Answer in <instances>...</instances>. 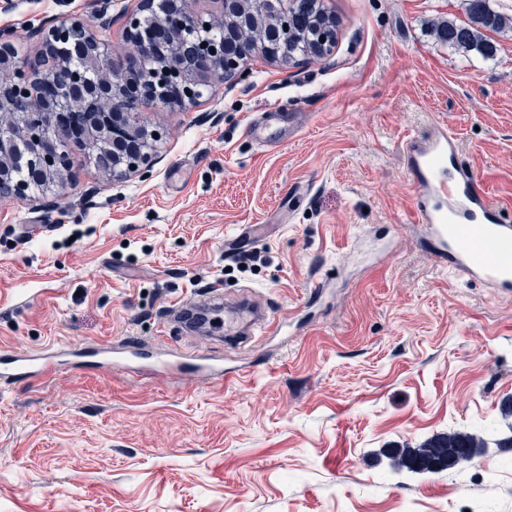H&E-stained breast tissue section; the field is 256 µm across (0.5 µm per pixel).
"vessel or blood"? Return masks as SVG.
Instances as JSON below:
<instances>
[{
	"instance_id": "b4317fda",
	"label": "vessel or blood",
	"mask_w": 512,
	"mask_h": 512,
	"mask_svg": "<svg viewBox=\"0 0 512 512\" xmlns=\"http://www.w3.org/2000/svg\"><path fill=\"white\" fill-rule=\"evenodd\" d=\"M407 170L415 187L414 215L427 227L433 256L469 279L512 295V221L506 220L479 186L476 175L460 158L456 139L437 128L409 138L403 145ZM141 339H128L123 353L111 348L91 350L97 365L109 367L117 357L134 360ZM60 351L16 352L0 356V383L33 380L60 373ZM159 371H180L216 382L224 378L221 359L162 354L152 361Z\"/></svg>"
}]
</instances>
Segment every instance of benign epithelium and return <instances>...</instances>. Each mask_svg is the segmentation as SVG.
Here are the masks:
<instances>
[{
  "instance_id": "1",
  "label": "benign epithelium",
  "mask_w": 512,
  "mask_h": 512,
  "mask_svg": "<svg viewBox=\"0 0 512 512\" xmlns=\"http://www.w3.org/2000/svg\"><path fill=\"white\" fill-rule=\"evenodd\" d=\"M258 0H221L222 12L193 9L184 0H146L144 9L126 15V39L140 50V66H149L153 88L165 96V105L185 108L197 104L200 90L216 80L233 81L247 72L253 47L239 41L206 36V26L227 25L240 33L261 19L272 29L290 23L286 0L272 17L256 12ZM37 59L56 63L69 71L60 87L49 74L33 86V71L22 66L12 42V32L0 29V73L28 94L35 119L16 126L12 138L0 136V187L11 196L26 199L35 190L50 191L61 178L60 168L73 148L96 156L107 146L129 139L139 141L132 152L112 153V175L139 172L150 167L162 137L138 122L143 98L150 90L124 72L108 65L109 47L80 17H56L37 30ZM25 159L40 177L39 187L14 179L19 159Z\"/></svg>"
}]
</instances>
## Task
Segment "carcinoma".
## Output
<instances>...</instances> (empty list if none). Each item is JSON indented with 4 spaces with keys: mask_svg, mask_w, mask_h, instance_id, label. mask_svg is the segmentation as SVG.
Masks as SVG:
<instances>
[{
    "mask_svg": "<svg viewBox=\"0 0 512 512\" xmlns=\"http://www.w3.org/2000/svg\"><path fill=\"white\" fill-rule=\"evenodd\" d=\"M295 15L291 19L288 31V58L308 51L310 45L322 31V16L325 13L320 0H299L294 5ZM469 22L466 24L446 23L437 27L438 40L457 50L468 51L472 48L489 55L494 47L483 40L478 28L497 31L505 27L512 28V19H506L487 7V0H469ZM13 102V111L21 115L28 110L27 101L16 95L9 79L0 80V100ZM487 447L484 438L474 434L450 432L428 440L419 448H408L400 459V466L415 472L432 470L436 463H442L451 469L460 463L469 462L473 455L466 452L471 448L480 450Z\"/></svg>",
    "mask_w": 512,
    "mask_h": 512,
    "instance_id": "carcinoma-1",
    "label": "carcinoma"
}]
</instances>
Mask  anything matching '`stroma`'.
Here are the masks:
<instances>
[{
  "instance_id": "stroma-1",
  "label": "stroma",
  "mask_w": 512,
  "mask_h": 512,
  "mask_svg": "<svg viewBox=\"0 0 512 512\" xmlns=\"http://www.w3.org/2000/svg\"><path fill=\"white\" fill-rule=\"evenodd\" d=\"M97 3L14 0L0 28L32 57L40 20ZM138 3L110 0L96 30L114 66ZM323 3L329 54L256 50L197 106L144 112L163 134L150 172L115 179L76 151L65 195L0 197V353L135 336L224 357L220 382L87 365L0 386V512H512V448L393 466L512 422V297L434 260L402 153L445 125L512 217V29L466 56L435 30L468 0ZM190 300L278 328L182 331L169 314ZM465 448L478 452L481 448H487V442L474 434L449 432L428 440L420 448H407L399 466L420 473L431 471L435 463H444L449 470L474 458L472 454L465 452ZM418 461H421L420 465L417 464Z\"/></svg>"
}]
</instances>
